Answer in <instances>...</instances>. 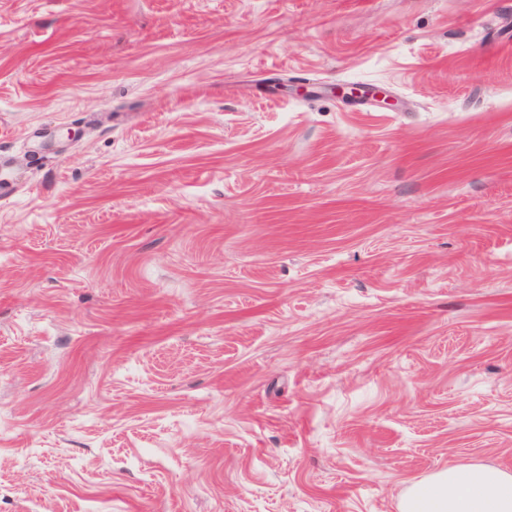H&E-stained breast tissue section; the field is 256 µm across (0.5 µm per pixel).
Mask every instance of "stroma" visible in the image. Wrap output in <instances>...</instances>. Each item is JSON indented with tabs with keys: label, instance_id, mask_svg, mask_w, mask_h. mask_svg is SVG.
Instances as JSON below:
<instances>
[{
	"label": "stroma",
	"instance_id": "obj_1",
	"mask_svg": "<svg viewBox=\"0 0 512 512\" xmlns=\"http://www.w3.org/2000/svg\"><path fill=\"white\" fill-rule=\"evenodd\" d=\"M456 460L512 472V0H0V512Z\"/></svg>",
	"mask_w": 512,
	"mask_h": 512
}]
</instances>
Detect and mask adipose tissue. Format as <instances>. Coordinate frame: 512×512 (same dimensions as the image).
Masks as SVG:
<instances>
[{"instance_id": "obj_1", "label": "adipose tissue", "mask_w": 512, "mask_h": 512, "mask_svg": "<svg viewBox=\"0 0 512 512\" xmlns=\"http://www.w3.org/2000/svg\"><path fill=\"white\" fill-rule=\"evenodd\" d=\"M399 512H512V473L490 465L448 464L411 484Z\"/></svg>"}]
</instances>
